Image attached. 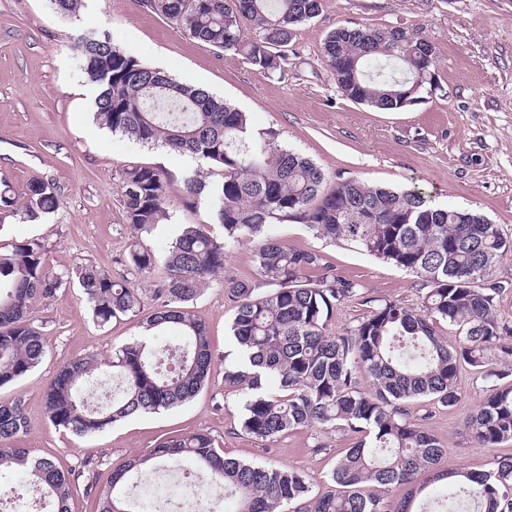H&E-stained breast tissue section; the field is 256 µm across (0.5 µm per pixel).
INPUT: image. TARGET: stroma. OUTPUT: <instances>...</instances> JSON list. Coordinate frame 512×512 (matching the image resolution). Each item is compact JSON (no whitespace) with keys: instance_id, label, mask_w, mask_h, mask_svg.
I'll return each mask as SVG.
<instances>
[{"instance_id":"obj_1","label":"stroma","mask_w":512,"mask_h":512,"mask_svg":"<svg viewBox=\"0 0 512 512\" xmlns=\"http://www.w3.org/2000/svg\"><path fill=\"white\" fill-rule=\"evenodd\" d=\"M342 25L398 27L427 39L435 48L437 87L423 89L415 104L392 113L347 99L322 54L327 35ZM103 32L125 53L230 101L255 127L276 130L281 145L311 158L329 182L357 179L419 190L435 205L476 210L512 238V0H323L321 14L297 27L281 76L261 72L234 52L199 45L139 0H82L72 17L56 13L50 0H0V185L11 186L20 200L31 181L43 180L60 198L58 209L37 221L6 218L0 247L39 239L49 269L68 273L92 266L129 281L149 313L158 306L155 291L166 272L160 266L135 271L127 259L132 245L165 252L184 224H207L215 236L223 234L206 203H183L185 170H200L205 182H217L208 164L111 133L95 121L75 42ZM136 165L163 169L174 178L168 220L139 237L127 224L121 196L123 171ZM271 230L291 247L321 252L338 275L361 284L364 301L333 312L335 332L365 316L367 300L420 301L416 278L390 263L326 243L295 222ZM253 256V243L235 247L223 273L190 303L213 346L204 388L182 406L124 419L90 437L59 430L48 420L46 388L71 359L111 355L137 336L140 319L131 315L98 324L75 282L37 302L33 316L45 356L26 376L0 386V404L22 402L28 417L19 445L65 471L93 457L103 485L114 468L149 454L162 439L200 432L212 437L217 450L303 471L313 492L326 490L351 434L332 431L316 438L300 429L273 442L255 440L240 429L241 397L224 386V365L236 353L229 334L235 304L226 283L255 277ZM486 388L480 375L466 369L454 407L428 399L411 404V414L444 448L438 470L486 471L497 458L512 455V442L478 447L466 426ZM318 440L324 447L316 452L312 446Z\"/></svg>"}]
</instances>
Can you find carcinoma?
Here are the masks:
<instances>
[{
	"label": "carcinoma",
	"mask_w": 512,
	"mask_h": 512,
	"mask_svg": "<svg viewBox=\"0 0 512 512\" xmlns=\"http://www.w3.org/2000/svg\"><path fill=\"white\" fill-rule=\"evenodd\" d=\"M147 10L175 23L200 45L231 50L270 74L282 72L296 28L322 11V0H141ZM255 35L241 36L243 20ZM82 70L100 88L96 122L112 133L160 142L219 169L221 180L206 185L198 172L181 182L185 203L204 201L224 229L206 224L181 228L168 251L133 245L129 263L141 273L161 264L167 278L156 295L165 304L147 318V335L124 343L112 357L76 358L49 383L45 408L58 428L76 435L99 433L125 418L158 413L195 397L213 364L207 326L187 303L224 271L231 250L256 241L258 279L227 285L236 303L230 324L237 351L224 368V385L244 400L241 430L265 442L297 429L358 434L329 475L330 488L311 494L307 475L293 468L243 461L216 450L205 433L170 437L147 456H135L112 471L108 484L88 478L84 492L98 499V512H134L125 486L158 463H191L233 501L230 512H512V457L488 471H438L445 453L409 412L430 397L451 407L459 400L463 366L493 384L467 419L483 448L512 441V325L500 310L504 287L490 279L512 238L481 214L463 207H435L420 192L393 191L347 179L332 186L322 169L278 143L272 129H256L247 113L205 89L173 79L112 44L106 34L78 39ZM323 56L343 96L393 111L434 86L432 45L399 29L339 26L323 45ZM172 175L151 166L124 171L122 202L127 223L150 233L167 219ZM22 209L10 189L0 188V214L35 221L59 205L54 187L28 184ZM296 221L329 242L350 247L414 275L422 294L418 306L385 299L345 332L331 331L337 307L361 298L360 284L336 274L314 250L290 247L270 232L273 224ZM93 318L106 324L140 311L139 289L93 267L76 272ZM65 276L49 270L45 248L28 239L0 251V386L35 369L45 355L34 304L54 297ZM446 322L464 332L448 345L437 329ZM499 351V363L487 353ZM112 373L119 393L93 407L84 385L96 371ZM365 373L369 386H360ZM19 401L0 404V472L19 470L54 504L70 512L76 481L93 473L85 459L61 471L49 458L15 446L27 431ZM422 473L443 483L427 498ZM406 488L389 510L384 494Z\"/></svg>",
	"instance_id": "1"
}]
</instances>
